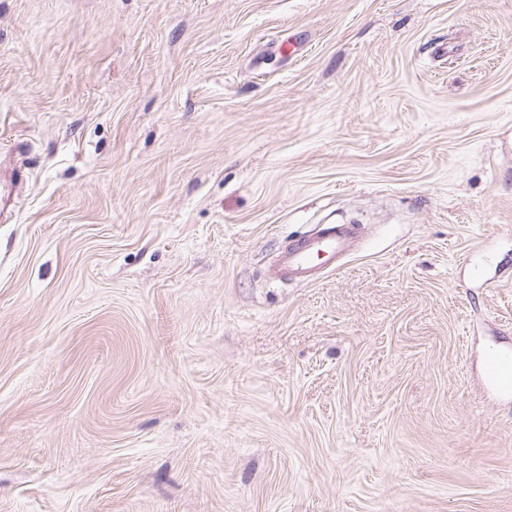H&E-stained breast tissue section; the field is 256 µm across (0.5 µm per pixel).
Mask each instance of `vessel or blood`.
Masks as SVG:
<instances>
[{
	"mask_svg": "<svg viewBox=\"0 0 512 512\" xmlns=\"http://www.w3.org/2000/svg\"><path fill=\"white\" fill-rule=\"evenodd\" d=\"M356 232L348 224H329L313 236L291 242L275 267L279 278L310 280L319 271L335 269L354 249ZM485 376L497 394L512 395V349L490 348L484 358Z\"/></svg>",
	"mask_w": 512,
	"mask_h": 512,
	"instance_id": "b4317fda",
	"label": "vessel or blood"
}]
</instances>
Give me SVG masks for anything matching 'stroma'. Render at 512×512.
Here are the masks:
<instances>
[{"instance_id":"stroma-1","label":"stroma","mask_w":512,"mask_h":512,"mask_svg":"<svg viewBox=\"0 0 512 512\" xmlns=\"http://www.w3.org/2000/svg\"><path fill=\"white\" fill-rule=\"evenodd\" d=\"M491 347L512 0H0V512H512ZM356 232L350 224H327L314 236L294 240L281 254L275 274L286 280H311L321 269L336 264L354 249Z\"/></svg>"}]
</instances>
